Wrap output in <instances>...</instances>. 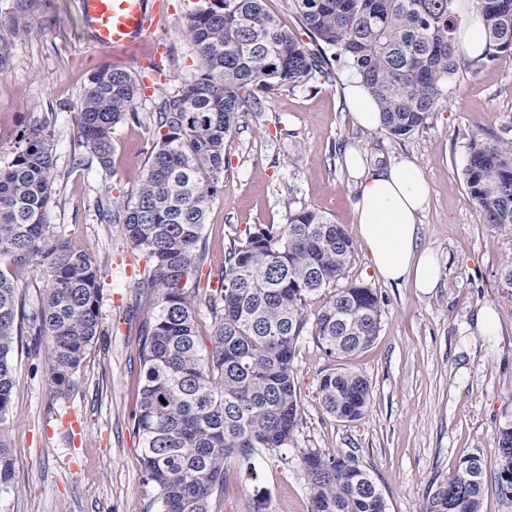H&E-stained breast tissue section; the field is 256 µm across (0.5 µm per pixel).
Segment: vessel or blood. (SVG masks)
<instances>
[{
    "label": "vessel or blood",
    "mask_w": 512,
    "mask_h": 512,
    "mask_svg": "<svg viewBox=\"0 0 512 512\" xmlns=\"http://www.w3.org/2000/svg\"><path fill=\"white\" fill-rule=\"evenodd\" d=\"M79 16L95 46L129 50L153 29L148 0H78Z\"/></svg>",
    "instance_id": "b4317fda"
}]
</instances>
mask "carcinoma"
<instances>
[{
    "instance_id": "obj_1",
    "label": "carcinoma",
    "mask_w": 512,
    "mask_h": 512,
    "mask_svg": "<svg viewBox=\"0 0 512 512\" xmlns=\"http://www.w3.org/2000/svg\"><path fill=\"white\" fill-rule=\"evenodd\" d=\"M289 2L314 47L285 29L265 0H197L183 29L198 65L175 95L141 113L136 75L103 65L77 104L78 144L105 169L119 125H144L155 136L136 189L97 201V211L147 257L144 284L156 296L141 326L143 375L133 419L143 443V487L160 512H221L227 461L249 469L259 449L293 441L302 424L294 360L305 334L326 357L346 359L367 348L381 324L375 289L339 285L355 249L350 233L306 207L290 206L287 223L258 225L230 240L219 287L200 291L206 213L242 114L262 111L259 94L278 84L330 81L333 63L341 62L375 97L383 131L401 140L437 109L448 75L512 51V0H471L486 32L473 59L455 52L462 17L454 0ZM26 9L27 0H0L1 75L25 32ZM463 176L485 223L512 235V138L472 134ZM54 183L49 126L27 124L11 159L0 164V255L17 266L43 265L50 279L39 308L28 312L0 270V492L14 477L8 433L18 383L15 342L26 329L35 336L51 392L61 394L102 336L101 270L46 223ZM498 288L512 304V260L501 268ZM327 289L309 320L306 301ZM202 302L214 319L209 349L198 335ZM318 393L325 412L343 422L360 420L372 403V384L353 371H327ZM494 443L496 490L512 507V416L499 424ZM302 462L313 512H387L382 490L354 455L311 449ZM486 486L483 453H464L454 476L430 482L423 512H481Z\"/></svg>"
}]
</instances>
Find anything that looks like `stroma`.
<instances>
[{"mask_svg": "<svg viewBox=\"0 0 512 512\" xmlns=\"http://www.w3.org/2000/svg\"><path fill=\"white\" fill-rule=\"evenodd\" d=\"M163 10L160 25L134 50L116 52L92 44L76 0H30L27 32L0 75V163L9 160L23 124L48 123L57 181L47 222L101 266L104 284L103 334L69 391L51 394L44 356L33 353V336L22 338L10 411L14 484L0 492V512L149 506L131 413L139 392V329L153 296L140 282L145 259L127 248L115 226L98 222L96 202L137 187L154 136L143 126L119 127L111 167L103 169L77 142L76 106L91 70L111 64L136 72L159 48L160 75L139 111H153L194 74L197 61L183 34L188 0H163ZM346 75L339 67L327 82L275 86L264 111L241 117L207 214L200 285L217 288L235 234L285 223L291 203L323 212L357 239V188L345 166L351 151L371 166L409 162L424 170L429 194L419 245L436 254L439 285L426 294L413 282L381 279L357 239L346 276L383 296L378 335L345 361L325 357L304 337L294 362L302 423L290 445L259 452L252 470L227 461L223 512H248L259 497L266 512H312L301 462L311 448L354 453L377 481L388 512H422L431 480L452 476L463 452L479 449L493 458L498 425L512 413V307L500 302L497 288L503 262L512 259V236L483 222L462 175L471 133L512 137V53L449 75L442 103L401 140L356 122L344 97ZM0 269L10 271L27 309L38 308L45 268L4 258ZM487 307L499 324L493 336L476 331V316ZM335 367L372 384V407L358 421L330 418L319 402V379Z\"/></svg>", "mask_w": 512, "mask_h": 512, "instance_id": "stroma-1", "label": "stroma"}]
</instances>
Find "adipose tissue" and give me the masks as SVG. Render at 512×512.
Instances as JSON below:
<instances>
[{
  "mask_svg": "<svg viewBox=\"0 0 512 512\" xmlns=\"http://www.w3.org/2000/svg\"><path fill=\"white\" fill-rule=\"evenodd\" d=\"M344 93L362 128H381L379 109L357 75L349 76ZM346 167L357 184L359 235L376 273L389 282L414 281L424 291L435 288L437 260L418 247L419 215L429 192L424 172L406 162L371 167L355 151L347 154Z\"/></svg>",
  "mask_w": 512,
  "mask_h": 512,
  "instance_id": "ef3b65f1",
  "label": "adipose tissue"
}]
</instances>
